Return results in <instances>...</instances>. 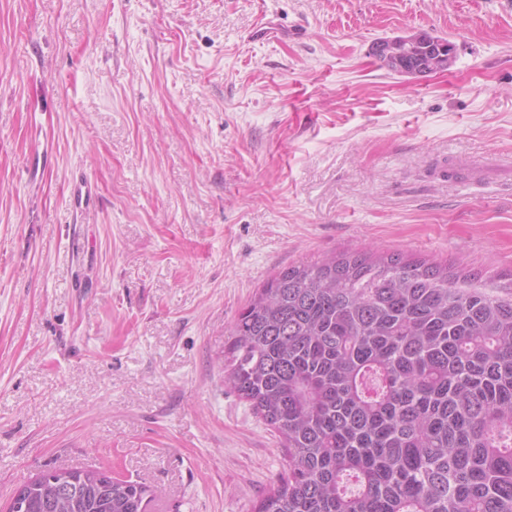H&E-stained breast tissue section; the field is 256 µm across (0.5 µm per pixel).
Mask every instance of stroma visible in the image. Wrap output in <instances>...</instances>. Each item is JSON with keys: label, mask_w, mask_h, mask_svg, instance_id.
Listing matches in <instances>:
<instances>
[{"label": "stroma", "mask_w": 512, "mask_h": 512, "mask_svg": "<svg viewBox=\"0 0 512 512\" xmlns=\"http://www.w3.org/2000/svg\"><path fill=\"white\" fill-rule=\"evenodd\" d=\"M409 31L448 71L381 67ZM503 156L512 0H0V512L89 468L254 512L284 460L225 381L241 310L345 251L512 280ZM431 42L432 40L427 32L410 31L402 36L380 41L376 46V53L384 56L379 57L381 62H383V66L390 71L399 73L406 64L410 65L412 63L411 59L402 57L397 63L395 60H389L386 58L397 54L401 48L405 50H413L418 47L430 46Z\"/></svg>", "instance_id": "1"}]
</instances>
